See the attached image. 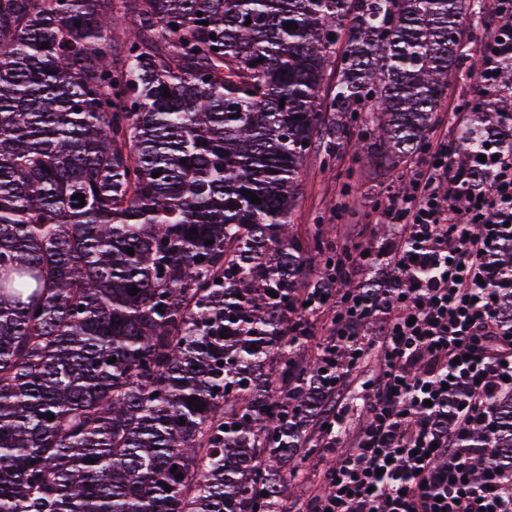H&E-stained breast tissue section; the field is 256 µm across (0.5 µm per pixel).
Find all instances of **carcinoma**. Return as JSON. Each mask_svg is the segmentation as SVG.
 Returning <instances> with one entry per match:
<instances>
[{
  "label": "carcinoma",
  "instance_id": "1",
  "mask_svg": "<svg viewBox=\"0 0 512 512\" xmlns=\"http://www.w3.org/2000/svg\"><path fill=\"white\" fill-rule=\"evenodd\" d=\"M467 15L0 0V512H279L336 401L290 325L355 287L330 258L306 280L325 240L295 233L300 166L351 144L358 112L389 161L427 145ZM510 112L488 105L508 144ZM465 444L512 460V396Z\"/></svg>",
  "mask_w": 512,
  "mask_h": 512
}]
</instances>
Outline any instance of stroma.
Returning a JSON list of instances; mask_svg holds the SVG:
<instances>
[{"label": "stroma", "mask_w": 512, "mask_h": 512, "mask_svg": "<svg viewBox=\"0 0 512 512\" xmlns=\"http://www.w3.org/2000/svg\"><path fill=\"white\" fill-rule=\"evenodd\" d=\"M481 2V15L461 23L458 71L449 81L448 95L440 105L436 132L448 131L449 112L467 111L478 96L474 67L481 42L493 24L490 0ZM323 156V149L310 150L300 168L299 199L293 215L299 234H307L310 225H323L328 239L340 248H352L381 235L391 236L392 229L381 223L379 212L388 194L401 189L412 171L424 163L426 152H414L396 165L386 162L368 145L342 147L329 165L324 164ZM341 454V449L324 448L310 457L296 481L290 503L304 501Z\"/></svg>", "instance_id": "stroma-1"}]
</instances>
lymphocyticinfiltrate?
Here are the masks:
<instances>
[{"instance_id":"1","label":"lymphocytic infiltrate","mask_w":512,"mask_h":512,"mask_svg":"<svg viewBox=\"0 0 512 512\" xmlns=\"http://www.w3.org/2000/svg\"><path fill=\"white\" fill-rule=\"evenodd\" d=\"M495 23L483 40L477 75L483 96L501 93V63L512 59V0H494ZM482 176L487 188L472 193ZM393 236L382 243L392 282L375 298L342 294L332 320L353 355L352 370L378 362L375 379L340 380L358 391L361 412L322 487L293 512H512V471L495 449L484 451V474L473 476L464 438L490 425L497 398L512 391V328L496 297L512 285L491 262L512 239V146L497 139L462 147L438 140L406 194L381 210ZM376 323L375 340L360 329ZM461 405L448 425L438 411L449 390Z\"/></svg>"}]
</instances>
